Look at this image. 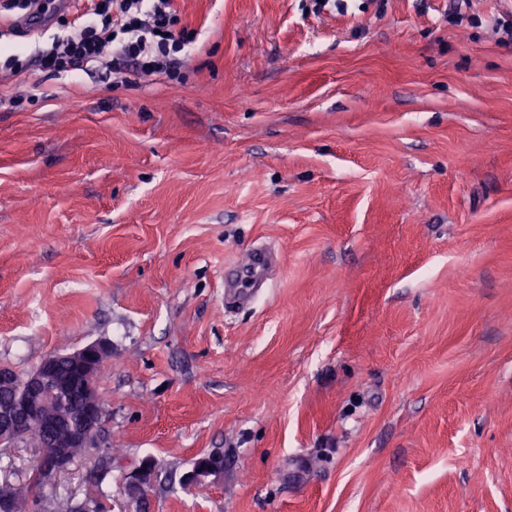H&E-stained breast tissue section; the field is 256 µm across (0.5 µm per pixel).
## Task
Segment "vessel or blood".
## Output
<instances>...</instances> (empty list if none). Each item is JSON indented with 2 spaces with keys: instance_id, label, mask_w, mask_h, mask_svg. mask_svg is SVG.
I'll list each match as a JSON object with an SVG mask.
<instances>
[{
  "instance_id": "b4317fda",
  "label": "vessel or blood",
  "mask_w": 512,
  "mask_h": 512,
  "mask_svg": "<svg viewBox=\"0 0 512 512\" xmlns=\"http://www.w3.org/2000/svg\"><path fill=\"white\" fill-rule=\"evenodd\" d=\"M278 263V255L263 247L252 248L246 260L231 267L224 276V305L240 308L250 304L266 284Z\"/></svg>"
}]
</instances>
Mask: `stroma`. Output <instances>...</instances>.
Here are the masks:
<instances>
[{"label": "stroma", "mask_w": 512, "mask_h": 512, "mask_svg": "<svg viewBox=\"0 0 512 512\" xmlns=\"http://www.w3.org/2000/svg\"><path fill=\"white\" fill-rule=\"evenodd\" d=\"M457 3L177 0L181 82L0 83V366L112 345L101 449L37 487L38 448L0 447V485L37 512H512V0ZM62 31L0 25V62ZM258 243L276 273L225 311ZM205 457H209L211 459L198 463L201 458ZM217 457L223 458L219 453L203 455L197 458L194 464H198L182 476L181 483L185 486L201 487L207 482L209 477L219 476L224 471V460H220ZM124 477L128 493L141 497L152 485V464L149 461H144L125 473Z\"/></svg>", "instance_id": "obj_1"}]
</instances>
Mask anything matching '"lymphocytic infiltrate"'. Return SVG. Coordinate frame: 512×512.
<instances>
[{"instance_id":"lymphocytic-infiltrate-1","label":"lymphocytic infiltrate","mask_w":512,"mask_h":512,"mask_svg":"<svg viewBox=\"0 0 512 512\" xmlns=\"http://www.w3.org/2000/svg\"><path fill=\"white\" fill-rule=\"evenodd\" d=\"M65 25L46 48H35L27 66L54 73L106 65L113 80L161 76L174 81L191 41L180 27L176 0H72Z\"/></svg>"}]
</instances>
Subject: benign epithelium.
<instances>
[{
  "label": "benign epithelium",
  "instance_id": "benign-epithelium-1",
  "mask_svg": "<svg viewBox=\"0 0 512 512\" xmlns=\"http://www.w3.org/2000/svg\"><path fill=\"white\" fill-rule=\"evenodd\" d=\"M109 352L108 342L95 341L66 355L56 353L46 357L27 377L25 392L4 411H0V445L19 440L28 425L37 424L52 436L54 448L97 447L104 406L101 398L94 394L89 381L98 372ZM62 357L78 366L83 377L81 390L85 401L74 413L60 421L47 417L45 409L49 401L57 396V392L52 388L51 377ZM37 465L45 478L52 479L69 471L73 465V458L64 453H42L37 458ZM223 471L224 461L211 458L186 472L181 478V483L201 487L209 477H217ZM152 481V464L148 461L125 473L127 491L138 496L149 490Z\"/></svg>",
  "mask_w": 512,
  "mask_h": 512
}]
</instances>
